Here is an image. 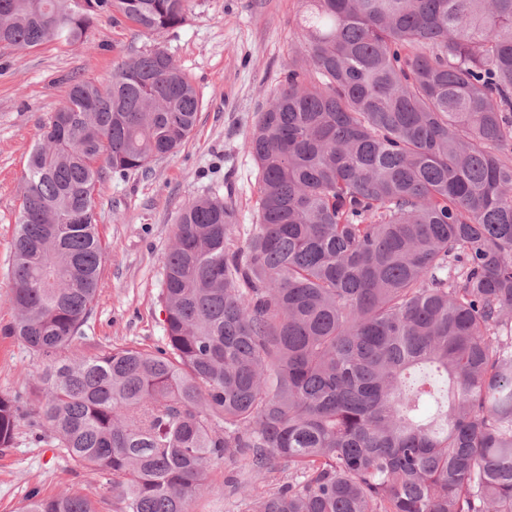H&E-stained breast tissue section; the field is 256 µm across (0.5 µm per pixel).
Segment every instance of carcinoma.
Here are the masks:
<instances>
[{
    "label": "carcinoma",
    "mask_w": 512,
    "mask_h": 512,
    "mask_svg": "<svg viewBox=\"0 0 512 512\" xmlns=\"http://www.w3.org/2000/svg\"><path fill=\"white\" fill-rule=\"evenodd\" d=\"M247 141L258 224L178 215L165 347L78 357L106 247L94 192L193 131L199 95L156 47L75 82L24 175L10 276L45 364L32 412L123 512H191L211 467L301 481L247 512H512V0H305ZM192 0H0V43L75 44L120 13L154 37ZM23 418L0 395V448ZM21 512H96L89 494Z\"/></svg>",
    "instance_id": "1"
}]
</instances>
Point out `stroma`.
Segmentation results:
<instances>
[{"label":"stroma","mask_w":512,"mask_h":512,"mask_svg":"<svg viewBox=\"0 0 512 512\" xmlns=\"http://www.w3.org/2000/svg\"><path fill=\"white\" fill-rule=\"evenodd\" d=\"M304 0H193L185 23L144 35L122 16L93 21L82 42H47L24 51L0 45V394L27 403L42 359L4 329L14 319L9 266L24 195L23 175L41 126L77 80H108L123 61L159 46L200 97L197 123L177 153L149 171L106 176L97 186L98 232L109 250L91 318L74 352L95 355L135 346L163 347V262L179 212L197 197L220 193L235 209L237 240L257 222L259 171L246 141L287 67L300 63ZM23 417L12 448L0 452V512H19L29 494L87 492L96 512H120L112 476L75 467ZM274 463L263 482L243 464L214 466L192 512H244L247 495L295 482Z\"/></svg>","instance_id":"1"}]
</instances>
